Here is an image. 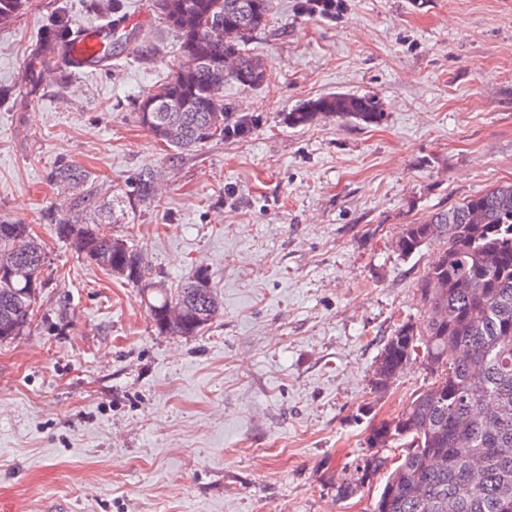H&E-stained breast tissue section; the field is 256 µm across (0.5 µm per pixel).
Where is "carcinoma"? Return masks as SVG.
<instances>
[{
    "label": "carcinoma",
    "mask_w": 512,
    "mask_h": 512,
    "mask_svg": "<svg viewBox=\"0 0 512 512\" xmlns=\"http://www.w3.org/2000/svg\"><path fill=\"white\" fill-rule=\"evenodd\" d=\"M29 0H0V24L28 7ZM272 0H165L160 15L178 36L179 65L138 99L137 119L151 137L179 152L229 134L249 132L247 120L224 124V80L244 89L264 83L263 59L246 45L264 28ZM233 29L229 40L212 37L216 25ZM74 30L57 16L32 46V64L22 78L37 92V67L64 55ZM237 59V74L224 71V58ZM322 117L378 125L381 101L371 94H327L301 103L284 117L291 128ZM52 182L75 194L76 209L94 207L97 187L85 171L62 164ZM156 174L144 170L131 193L138 202L155 198ZM104 222L55 219L56 237L87 261L138 289L155 328L162 334L196 336L223 311L208 271L199 268L179 288L155 280L143 253L105 231ZM444 248L420 280L425 307L419 322H406L383 341L374 371L384 392L392 374L420 359L432 383L394 417L369 427L374 452L336 487L337 497H354L375 475L384 477L373 512H512V182L497 185L422 223L407 224L396 239L409 258L435 241ZM48 265L30 225L0 217V343L22 335L31 324ZM183 305L179 325L167 309ZM390 435L403 441L398 457L382 449Z\"/></svg>",
    "instance_id": "cac0c4a2"
}]
</instances>
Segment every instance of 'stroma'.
Segmentation results:
<instances>
[{
  "label": "stroma",
  "mask_w": 512,
  "mask_h": 512,
  "mask_svg": "<svg viewBox=\"0 0 512 512\" xmlns=\"http://www.w3.org/2000/svg\"><path fill=\"white\" fill-rule=\"evenodd\" d=\"M272 0L251 51L268 77L224 85L250 132L173 154L135 103L177 64L151 0H31L0 24V215L31 224L53 271L27 335L0 345V512H371L336 487L369 455L371 424L429 386L420 364L371 388L383 339L421 321L418 283L441 243L401 258L404 225L512 182V0ZM63 13L73 29L133 19L142 57L78 72L29 46ZM368 93L377 125L284 116L330 93ZM74 164L174 288L209 271L224 313L194 337L158 333L137 289L52 232ZM152 203L129 200L142 169Z\"/></svg>",
  "instance_id": "1"
}]
</instances>
